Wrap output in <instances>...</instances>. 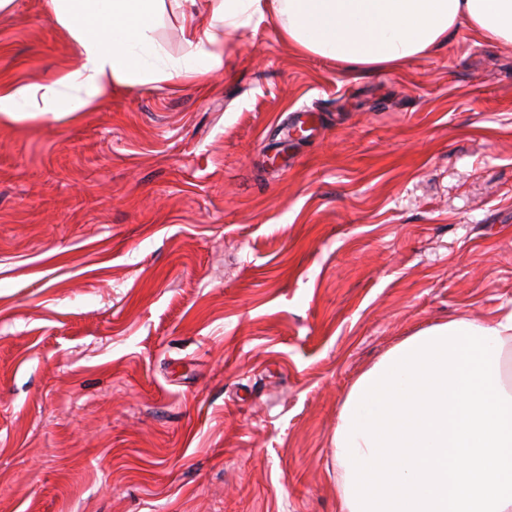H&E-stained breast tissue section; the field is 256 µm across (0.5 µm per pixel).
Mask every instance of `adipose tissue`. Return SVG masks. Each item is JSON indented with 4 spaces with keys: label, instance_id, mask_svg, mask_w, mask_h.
I'll return each mask as SVG.
<instances>
[{
    "label": "adipose tissue",
    "instance_id": "1",
    "mask_svg": "<svg viewBox=\"0 0 512 512\" xmlns=\"http://www.w3.org/2000/svg\"><path fill=\"white\" fill-rule=\"evenodd\" d=\"M196 0H42L69 39L76 66L42 84L0 85V116L25 109L67 116L97 105L113 86L172 78L204 81L225 65L231 34L276 22L299 55L317 56L365 75L430 55L460 30L512 44V0H209L198 22ZM180 14L186 51L172 57L156 40L166 9Z\"/></svg>",
    "mask_w": 512,
    "mask_h": 512
}]
</instances>
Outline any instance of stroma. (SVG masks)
I'll use <instances>...</instances> for the list:
<instances>
[{"instance_id":"1","label":"stroma","mask_w":512,"mask_h":512,"mask_svg":"<svg viewBox=\"0 0 512 512\" xmlns=\"http://www.w3.org/2000/svg\"><path fill=\"white\" fill-rule=\"evenodd\" d=\"M226 52L0 117V512H337L353 381L512 313V46L358 76L269 23ZM75 64L39 0L0 18V83ZM382 359V357H381ZM380 359V360H381ZM378 360L376 363H379ZM374 363L371 367H369L368 369H366L365 371H363L359 377L352 383V385L350 386L346 396H345V399L343 401V404L341 406V410L339 412V415H338V419H337V423H336V428L333 432V435H332V438H331V448H333V456H334V460H335V463H336V480H337V492H338V500H339V506H338V512H351L352 510H349V502L348 504L345 503V494H344V485H345V467L341 466V460H338L336 459V451H338V453L340 452H343V450H341V448L339 449H336V445L339 444V442L336 443L335 445V433H336V429L338 427V425L340 426V428L338 429V431L341 430V426H343L344 424V427H343V431H345V420L343 421L342 419H340V413L341 411L343 410V406L345 405L346 401H347V398L349 397V394L351 393V390L353 388V385L356 384L357 380L363 376L364 373H367L370 369H372L374 367V365L376 364ZM373 371H377V367L376 369H372Z\"/></svg>"}]
</instances>
